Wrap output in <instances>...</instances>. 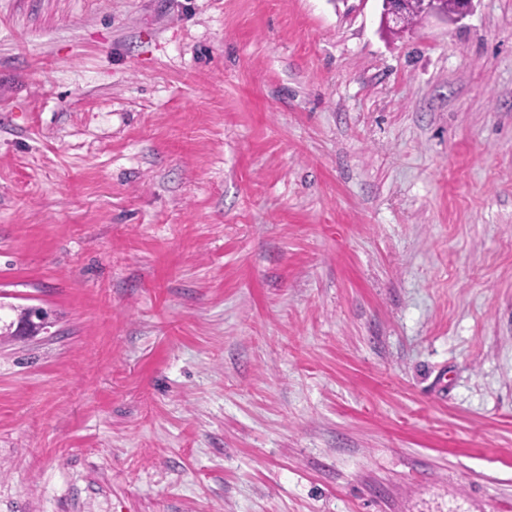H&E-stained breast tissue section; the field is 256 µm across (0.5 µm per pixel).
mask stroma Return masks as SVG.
Wrapping results in <instances>:
<instances>
[{
  "label": "stroma",
  "instance_id": "35a3bbf8",
  "mask_svg": "<svg viewBox=\"0 0 512 512\" xmlns=\"http://www.w3.org/2000/svg\"><path fill=\"white\" fill-rule=\"evenodd\" d=\"M381 10L0 0V512H512V0Z\"/></svg>",
  "mask_w": 512,
  "mask_h": 512
}]
</instances>
